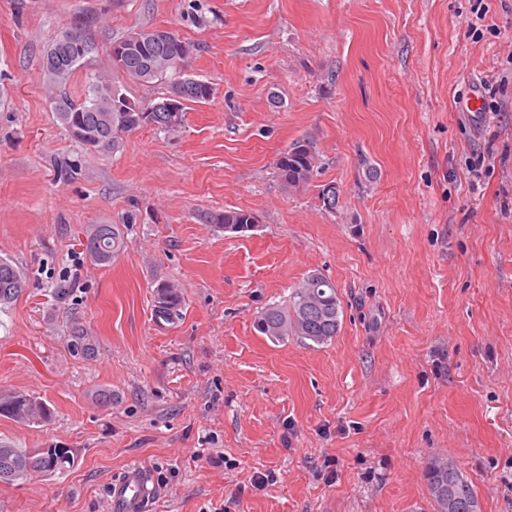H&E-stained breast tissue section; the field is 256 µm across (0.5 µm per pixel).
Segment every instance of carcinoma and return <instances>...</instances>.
<instances>
[{
  "label": "carcinoma",
  "mask_w": 512,
  "mask_h": 512,
  "mask_svg": "<svg viewBox=\"0 0 512 512\" xmlns=\"http://www.w3.org/2000/svg\"><path fill=\"white\" fill-rule=\"evenodd\" d=\"M82 44L85 55L64 68H44L46 86L51 90V103L57 119L77 143H91L93 152L111 153L127 133L142 126H153L171 132L184 122L186 108L177 112L168 107L169 95L178 93L184 104L209 101L213 86L202 80L184 76L185 63L193 54V44L178 33L158 28H133L112 42L110 69L93 77L84 97L75 100L64 91L95 44L77 24L62 31L52 42L46 55L60 45ZM120 74L142 84L170 82L169 90L157 102L144 103L122 92L114 80ZM318 169V155L313 142H293L277 160V176L289 189L310 184ZM211 224H254L256 219L243 210H224L207 216ZM124 243L122 229L116 224H93L80 242L94 264H108ZM23 270L9 259H0V305L15 301L25 290ZM155 318L169 320L179 305L178 292L163 284L157 289ZM258 331L272 339L294 336L305 343L322 345L334 338L340 328V302L335 285L320 272L308 274L294 286L288 303L266 306L258 315ZM0 417L18 423H42L51 418L50 408L20 391L0 395ZM77 456L70 448H36L32 451L0 444V481H14L32 473L54 475L75 466ZM427 488L436 512H481L478 495L458 469L435 463L427 471Z\"/></svg>",
  "instance_id": "1"
}]
</instances>
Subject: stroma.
<instances>
[{
  "mask_svg": "<svg viewBox=\"0 0 512 512\" xmlns=\"http://www.w3.org/2000/svg\"><path fill=\"white\" fill-rule=\"evenodd\" d=\"M78 22L97 50L72 98L136 27L195 45L185 73L214 97L178 131L85 152L43 71ZM511 55L512 0H0V258L27 277L0 306V392L54 411L0 417V442L78 457L0 482V512H109L132 464L154 474L150 512H435L440 458L482 512H512ZM474 95L499 112L467 111ZM304 138L319 169L291 190L276 163ZM234 209L256 228L206 220ZM93 224L124 232L111 264L78 240ZM314 271L336 287L338 334H260L261 309ZM164 282L181 304L159 322ZM0 417L18 423H42L51 418L50 408L30 395L15 391L0 395Z\"/></svg>",
  "mask_w": 512,
  "mask_h": 512,
  "instance_id": "35a3bbf8",
  "label": "stroma"
}]
</instances>
